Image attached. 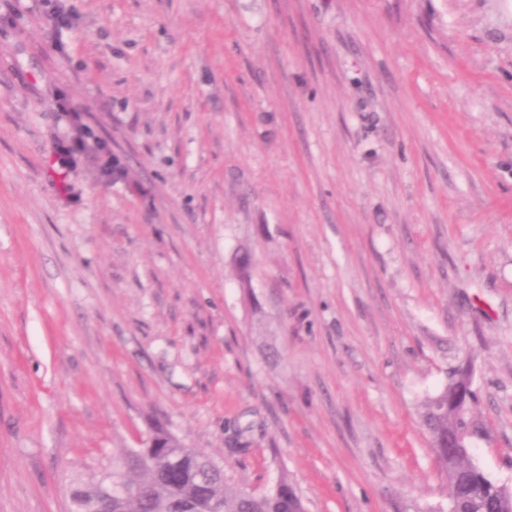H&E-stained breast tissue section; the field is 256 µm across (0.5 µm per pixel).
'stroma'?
I'll list each match as a JSON object with an SVG mask.
<instances>
[{
    "label": "stroma",
    "instance_id": "obj_1",
    "mask_svg": "<svg viewBox=\"0 0 512 512\" xmlns=\"http://www.w3.org/2000/svg\"><path fill=\"white\" fill-rule=\"evenodd\" d=\"M61 3L0 0V512L155 425L233 490L431 512L465 368L512 487V0ZM61 91L104 154L62 164Z\"/></svg>",
    "mask_w": 512,
    "mask_h": 512
}]
</instances>
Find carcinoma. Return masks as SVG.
<instances>
[{
	"label": "carcinoma",
	"mask_w": 512,
	"mask_h": 512,
	"mask_svg": "<svg viewBox=\"0 0 512 512\" xmlns=\"http://www.w3.org/2000/svg\"><path fill=\"white\" fill-rule=\"evenodd\" d=\"M457 387L451 380L428 398L422 416L435 459L448 469V396ZM460 475L447 496L463 503L465 512H512V500L499 495L489 479L463 454L453 459ZM128 488L112 498V512H305L288 475H281L264 492H230L224 468L196 448H186L167 430L156 427L141 448H127L112 459V470L70 484L71 512H96L107 477Z\"/></svg>",
	"instance_id": "cac0c4a2"
}]
</instances>
